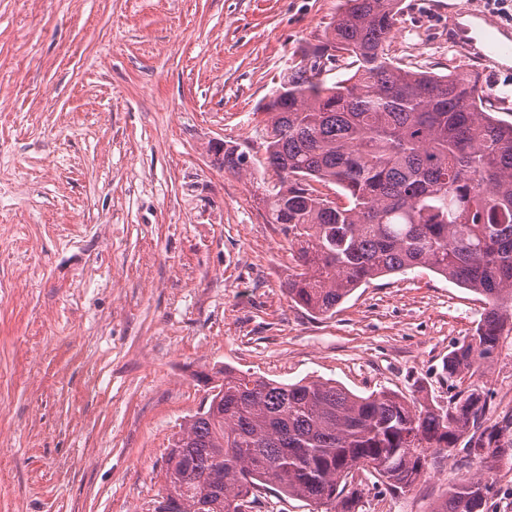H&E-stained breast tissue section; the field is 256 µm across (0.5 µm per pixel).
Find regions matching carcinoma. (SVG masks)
Segmentation results:
<instances>
[{
    "mask_svg": "<svg viewBox=\"0 0 512 512\" xmlns=\"http://www.w3.org/2000/svg\"><path fill=\"white\" fill-rule=\"evenodd\" d=\"M400 2L344 0L261 105L278 177L268 214L297 243L285 291L310 313L330 316L362 285L416 268L483 296L482 320L443 365L450 379H481L512 335V123L485 110L476 79L389 56ZM346 60L353 72L326 84L321 75ZM214 156L233 172L251 164L222 144ZM218 374L207 405L170 443L161 512H252L263 489L321 512H359L357 474L405 494L429 457L459 449L480 473L449 486L432 512H482L485 475L512 448V414L491 419L478 384L445 408L330 381Z\"/></svg>",
    "mask_w": 512,
    "mask_h": 512,
    "instance_id": "1",
    "label": "carcinoma"
}]
</instances>
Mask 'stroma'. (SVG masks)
Returning <instances> with one entry per match:
<instances>
[{
	"label": "stroma",
	"instance_id": "1",
	"mask_svg": "<svg viewBox=\"0 0 512 512\" xmlns=\"http://www.w3.org/2000/svg\"><path fill=\"white\" fill-rule=\"evenodd\" d=\"M342 0H0V512H155L173 435L231 367L448 405L442 370L486 310L423 268L357 288L328 317L291 303L295 269L264 199L260 102ZM390 50L474 72L512 122V67L453 23L488 0H402ZM249 152L218 168L210 150ZM512 410V336L482 380ZM461 453L412 491L365 475L361 512H431ZM484 512H512V448ZM213 151L215 164L228 171L239 172L249 168L252 163L249 153L237 148H224V143L214 147Z\"/></svg>",
	"mask_w": 512,
	"mask_h": 512
}]
</instances>
